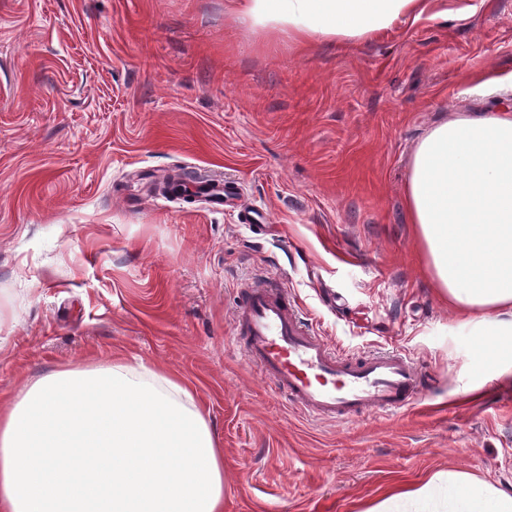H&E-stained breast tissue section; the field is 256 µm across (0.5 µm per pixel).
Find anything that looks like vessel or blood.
I'll list each match as a JSON object with an SVG mask.
<instances>
[{
    "instance_id": "1",
    "label": "vessel or blood",
    "mask_w": 512,
    "mask_h": 512,
    "mask_svg": "<svg viewBox=\"0 0 512 512\" xmlns=\"http://www.w3.org/2000/svg\"><path fill=\"white\" fill-rule=\"evenodd\" d=\"M248 363L301 416L346 421L413 406L422 374L399 352L343 354L308 326L287 291L256 280L244 288L233 324Z\"/></svg>"
}]
</instances>
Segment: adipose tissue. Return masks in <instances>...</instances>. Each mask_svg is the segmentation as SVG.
<instances>
[{
  "label": "adipose tissue",
  "mask_w": 512,
  "mask_h": 512,
  "mask_svg": "<svg viewBox=\"0 0 512 512\" xmlns=\"http://www.w3.org/2000/svg\"><path fill=\"white\" fill-rule=\"evenodd\" d=\"M241 23L302 42L361 40L421 0H232ZM410 223L432 276L476 328L512 336V109L436 122L413 152ZM0 512H224V453L192 391L116 361L62 368L0 409ZM448 512L512 496L448 477Z\"/></svg>",
  "instance_id": "obj_1"
}]
</instances>
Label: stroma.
<instances>
[{
	"label": "stroma",
	"instance_id": "1",
	"mask_svg": "<svg viewBox=\"0 0 512 512\" xmlns=\"http://www.w3.org/2000/svg\"><path fill=\"white\" fill-rule=\"evenodd\" d=\"M424 0L371 38L296 44L230 0H0V397L121 357L195 391L224 450V512H361L448 473L512 495V356L434 285L404 206L419 139L512 106V0ZM241 182L269 216L151 181ZM260 276L347 353L398 350L414 406L296 414L231 339Z\"/></svg>",
	"mask_w": 512,
	"mask_h": 512
}]
</instances>
